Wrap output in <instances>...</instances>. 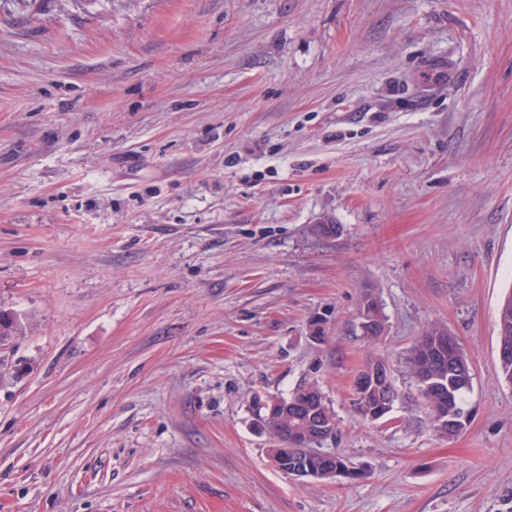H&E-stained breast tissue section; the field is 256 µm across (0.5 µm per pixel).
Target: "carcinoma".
Returning <instances> with one entry per match:
<instances>
[{
	"instance_id": "obj_1",
	"label": "carcinoma",
	"mask_w": 512,
	"mask_h": 512,
	"mask_svg": "<svg viewBox=\"0 0 512 512\" xmlns=\"http://www.w3.org/2000/svg\"><path fill=\"white\" fill-rule=\"evenodd\" d=\"M497 330L498 343L512 347V291L508 292L498 305ZM441 332L443 329L440 326L436 324L430 326L426 335L416 341L408 367L429 413L434 416L446 405L448 411L455 414L456 426L449 431V434L454 435L463 431L468 423V410L465 408L464 399L468 388L458 384L454 379V370L458 365L466 363V358L459 346L438 357L434 356L432 347L427 341V335ZM306 396L312 403L325 410L329 417H334L320 390L313 384L299 386L288 397V401L299 402ZM397 397L398 393L393 383H382L369 386L356 395L354 405L359 414L367 419L377 413L388 414ZM255 412L259 426L267 432L274 431L278 426L293 423L292 418L282 414L268 415L267 409L259 405L255 406ZM334 458H336V475L350 481L361 477L359 468L353 466L349 460L337 454Z\"/></svg>"
}]
</instances>
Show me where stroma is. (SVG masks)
Segmentation results:
<instances>
[{
  "label": "stroma",
  "instance_id": "stroma-1",
  "mask_svg": "<svg viewBox=\"0 0 512 512\" xmlns=\"http://www.w3.org/2000/svg\"><path fill=\"white\" fill-rule=\"evenodd\" d=\"M511 289L512 0H0V512H512ZM309 383L362 478L272 466L253 402ZM497 330L498 343L501 345H509L512 347V291L510 290L500 301L497 309ZM509 350L501 346L499 355L501 358L506 357ZM432 336H420L416 341L412 356L408 361L410 373L414 377L421 397L423 398L429 414L431 413L432 419L438 414L444 405L448 404V411L442 412L436 422L440 430H448V413L454 412L456 422L455 429H450L448 435H454L466 428L468 423L467 416L469 411L465 408V393L470 390L472 384V377L469 371L466 358L462 352L461 347L456 342V350L450 349L455 346L454 340L451 337H442L441 339L435 338L433 347L439 353L443 349L448 350L436 359L432 347L427 341ZM442 363V369L435 370V367ZM459 364H464L470 377L469 387H464L458 384L454 379V370ZM436 375L442 379H431L426 381L428 375ZM397 397L398 393L391 381L388 384L368 386L361 395L357 392L354 405L363 418L369 419L370 415L373 417L376 413L386 416L392 410Z\"/></svg>",
  "mask_w": 512,
  "mask_h": 512
}]
</instances>
